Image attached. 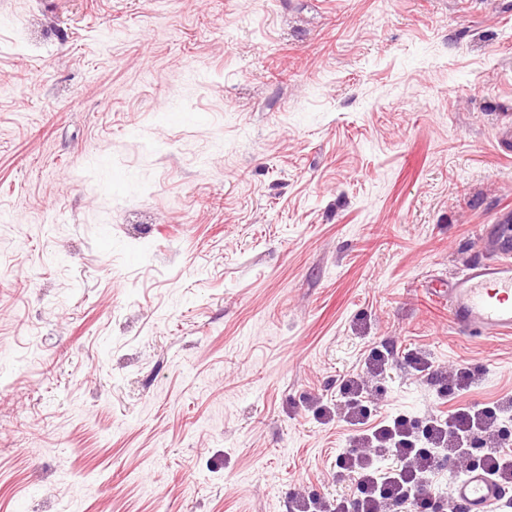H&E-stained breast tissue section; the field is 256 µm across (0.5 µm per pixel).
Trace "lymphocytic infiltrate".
I'll list each match as a JSON object with an SVG mask.
<instances>
[{
    "label": "lymphocytic infiltrate",
    "mask_w": 512,
    "mask_h": 512,
    "mask_svg": "<svg viewBox=\"0 0 512 512\" xmlns=\"http://www.w3.org/2000/svg\"><path fill=\"white\" fill-rule=\"evenodd\" d=\"M341 391L347 422L356 434L354 447L343 449L336 464L355 475L359 495L350 502H337L335 512H397L403 506L409 512H440L441 497L432 477L448 440L465 441L491 431L504 411L500 405L476 413L460 408L421 425L400 416L374 424L370 421L373 394L354 379L342 382ZM368 444L392 460L390 470L372 467L364 451Z\"/></svg>",
    "instance_id": "lymphocytic-infiltrate-1"
}]
</instances>
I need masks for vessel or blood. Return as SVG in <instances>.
<instances>
[{"instance_id":"1","label":"vessel or blood","mask_w":512,"mask_h":512,"mask_svg":"<svg viewBox=\"0 0 512 512\" xmlns=\"http://www.w3.org/2000/svg\"><path fill=\"white\" fill-rule=\"evenodd\" d=\"M448 305L454 324L476 337L512 333V237L491 225L485 256L448 283ZM467 512H492L500 490L484 471L469 469L453 484Z\"/></svg>"}]
</instances>
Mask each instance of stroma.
Masks as SVG:
<instances>
[{
  "instance_id": "35a3bbf8",
  "label": "stroma",
  "mask_w": 512,
  "mask_h": 512,
  "mask_svg": "<svg viewBox=\"0 0 512 512\" xmlns=\"http://www.w3.org/2000/svg\"><path fill=\"white\" fill-rule=\"evenodd\" d=\"M511 130L512 0H0V512L349 500L342 379L511 401L429 288Z\"/></svg>"
}]
</instances>
